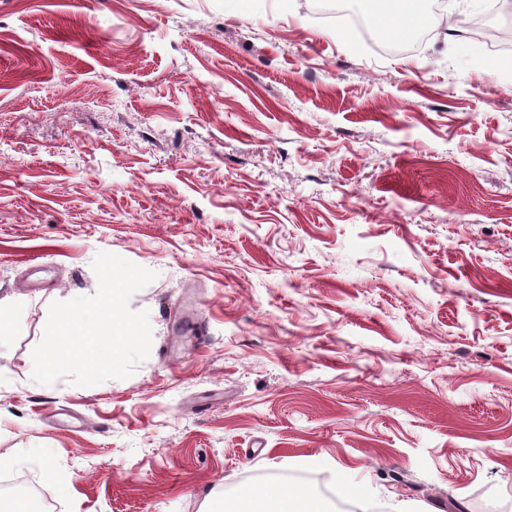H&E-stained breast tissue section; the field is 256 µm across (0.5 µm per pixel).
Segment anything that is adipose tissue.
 Masks as SVG:
<instances>
[{"label":"adipose tissue","instance_id":"1","mask_svg":"<svg viewBox=\"0 0 512 512\" xmlns=\"http://www.w3.org/2000/svg\"><path fill=\"white\" fill-rule=\"evenodd\" d=\"M423 15V0H390L380 24L384 32L397 38L408 37ZM204 512H323L321 504L298 488L286 485L275 494L244 490L236 505L226 498H207Z\"/></svg>","mask_w":512,"mask_h":512}]
</instances>
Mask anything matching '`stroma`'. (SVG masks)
<instances>
[{"label": "stroma", "mask_w": 512, "mask_h": 512, "mask_svg": "<svg viewBox=\"0 0 512 512\" xmlns=\"http://www.w3.org/2000/svg\"><path fill=\"white\" fill-rule=\"evenodd\" d=\"M313 4L0 0V448L58 512H512V54ZM101 251L150 354L38 384ZM234 508L228 507L226 498L205 499L203 512H324L321 504L298 488L284 485L275 494L258 490H243L239 493Z\"/></svg>", "instance_id": "35a3bbf8"}]
</instances>
